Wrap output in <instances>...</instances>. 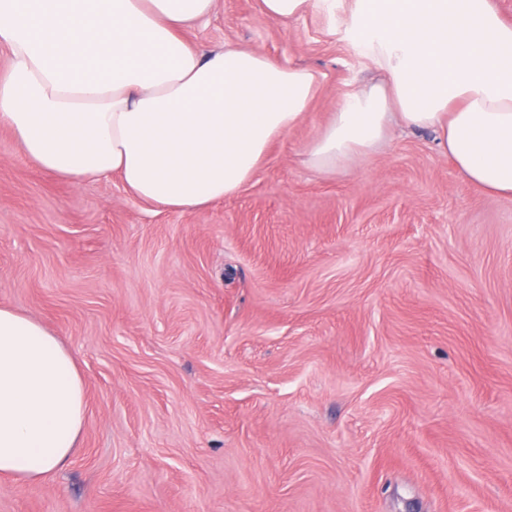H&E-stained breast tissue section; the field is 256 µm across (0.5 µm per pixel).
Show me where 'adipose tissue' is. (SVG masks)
Wrapping results in <instances>:
<instances>
[{
  "label": "adipose tissue",
  "instance_id": "adipose-tissue-1",
  "mask_svg": "<svg viewBox=\"0 0 512 512\" xmlns=\"http://www.w3.org/2000/svg\"><path fill=\"white\" fill-rule=\"evenodd\" d=\"M267 18L343 9L342 37L378 71L350 90L307 162L353 166L393 128L431 131L459 172L512 197V23L494 0H262ZM217 0H0V126L25 156L79 183L118 174L140 200L197 210L236 195L302 123L314 72L184 28ZM85 385L40 321L0 307V475L45 480L78 447Z\"/></svg>",
  "mask_w": 512,
  "mask_h": 512
}]
</instances>
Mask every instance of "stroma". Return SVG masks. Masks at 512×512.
Instances as JSON below:
<instances>
[{"instance_id":"35a3bbf8","label":"stroma","mask_w":512,"mask_h":512,"mask_svg":"<svg viewBox=\"0 0 512 512\" xmlns=\"http://www.w3.org/2000/svg\"><path fill=\"white\" fill-rule=\"evenodd\" d=\"M186 37L317 73L237 195L177 211L73 184L0 128V306L73 354L71 462L0 512H512V197L405 130L323 174L303 147L377 76L324 13L218 0Z\"/></svg>"}]
</instances>
